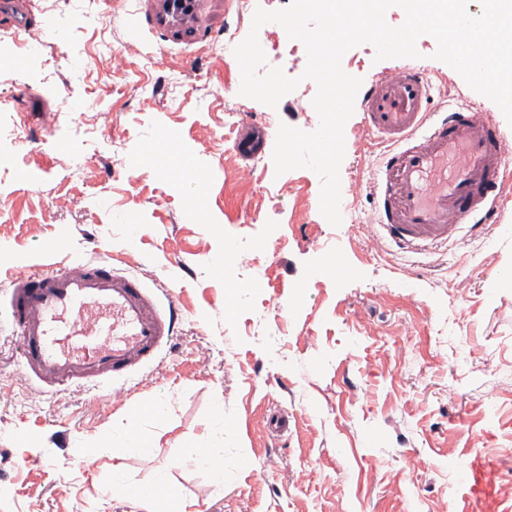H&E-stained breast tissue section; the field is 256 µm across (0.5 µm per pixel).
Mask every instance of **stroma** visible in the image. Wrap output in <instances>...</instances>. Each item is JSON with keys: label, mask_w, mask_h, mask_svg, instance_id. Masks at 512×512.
Listing matches in <instances>:
<instances>
[{"label": "stroma", "mask_w": 512, "mask_h": 512, "mask_svg": "<svg viewBox=\"0 0 512 512\" xmlns=\"http://www.w3.org/2000/svg\"><path fill=\"white\" fill-rule=\"evenodd\" d=\"M251 22L234 0H195L189 15L166 0H0V53L14 59L0 127L33 134L22 148L0 138V287L56 262L64 235L70 262L118 259L182 310L171 347L116 389L32 380L17 333L0 327V512H135L109 490L112 426L155 400L170 412L151 426V456L122 465L137 482L167 474L195 512H512V195L482 232L400 250L369 191L391 144L357 110L330 225L319 176L276 174L275 132L231 119L241 73L210 45L243 40ZM258 39L300 84L253 111L314 131L304 45L275 23ZM416 47L419 58L379 61L363 44L342 68L366 85L424 69L433 111L487 114L512 148V125L434 59L435 39ZM162 130L210 171L205 206L188 205L193 169L147 159ZM258 136L256 155H238ZM219 401L217 493L177 460Z\"/></svg>", "instance_id": "obj_1"}]
</instances>
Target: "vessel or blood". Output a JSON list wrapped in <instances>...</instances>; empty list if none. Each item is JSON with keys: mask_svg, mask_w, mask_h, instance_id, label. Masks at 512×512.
Masks as SVG:
<instances>
[{"mask_svg": "<svg viewBox=\"0 0 512 512\" xmlns=\"http://www.w3.org/2000/svg\"><path fill=\"white\" fill-rule=\"evenodd\" d=\"M431 89L422 69L406 67L372 82L360 102L366 127L395 145L372 194L387 239L406 250L495 223L512 151L487 115L431 111ZM6 303L30 376L58 386L123 384L158 358L178 319L175 300L161 302L137 276L104 260L21 270Z\"/></svg>", "mask_w": 512, "mask_h": 512, "instance_id": "obj_1", "label": "vessel or blood"}]
</instances>
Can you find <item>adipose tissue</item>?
Returning a JSON list of instances; mask_svg holds the SVG:
<instances>
[{
  "label": "adipose tissue",
  "instance_id": "1",
  "mask_svg": "<svg viewBox=\"0 0 512 512\" xmlns=\"http://www.w3.org/2000/svg\"><path fill=\"white\" fill-rule=\"evenodd\" d=\"M167 409L168 405L163 401L136 405L126 424L112 430L113 457H148L156 440L153 435L142 430L141 423L147 419L161 418ZM183 460L202 472L214 489H223V449L211 447L203 439L189 441L184 445ZM111 491L132 500L139 512H187V503L181 490L163 475L158 476L152 484L143 486L130 482L121 466L116 465L112 468Z\"/></svg>",
  "mask_w": 512,
  "mask_h": 512
}]
</instances>
